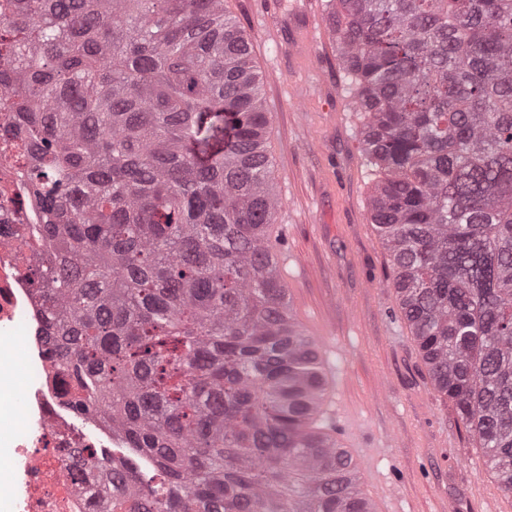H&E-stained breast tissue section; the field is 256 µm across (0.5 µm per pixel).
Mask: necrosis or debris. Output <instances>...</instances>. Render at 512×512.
<instances>
[{
	"label": "necrosis or debris",
	"mask_w": 512,
	"mask_h": 512,
	"mask_svg": "<svg viewBox=\"0 0 512 512\" xmlns=\"http://www.w3.org/2000/svg\"><path fill=\"white\" fill-rule=\"evenodd\" d=\"M20 165L0 156V338L24 332L28 380L24 434L14 438L4 458L11 473L10 512H99V501L84 482L90 443L70 418L62 362L49 353L44 306L33 286L32 259L17 233L37 224L36 206L17 208Z\"/></svg>",
	"instance_id": "necrosis-or-debris-1"
}]
</instances>
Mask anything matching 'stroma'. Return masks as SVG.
Instances as JSON below:
<instances>
[{
    "mask_svg": "<svg viewBox=\"0 0 512 512\" xmlns=\"http://www.w3.org/2000/svg\"><path fill=\"white\" fill-rule=\"evenodd\" d=\"M224 5L249 33L259 69L273 75L264 105L288 294L327 362L326 414L358 439L363 496L387 497L402 512H482L488 501L512 512V495L436 390L401 316L370 220L376 178L361 145L364 118L343 87L326 13L311 16L326 37L310 45L268 38L255 26L256 0Z\"/></svg>",
    "mask_w": 512,
    "mask_h": 512,
    "instance_id": "1",
    "label": "stroma"
}]
</instances>
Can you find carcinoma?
I'll use <instances>...</instances> for the list:
<instances>
[{
  "mask_svg": "<svg viewBox=\"0 0 512 512\" xmlns=\"http://www.w3.org/2000/svg\"><path fill=\"white\" fill-rule=\"evenodd\" d=\"M392 286L512 494V0H328ZM263 73L224 0H8L24 244L104 512H371L273 242Z\"/></svg>",
  "mask_w": 512,
  "mask_h": 512,
  "instance_id": "1",
  "label": "carcinoma"
}]
</instances>
